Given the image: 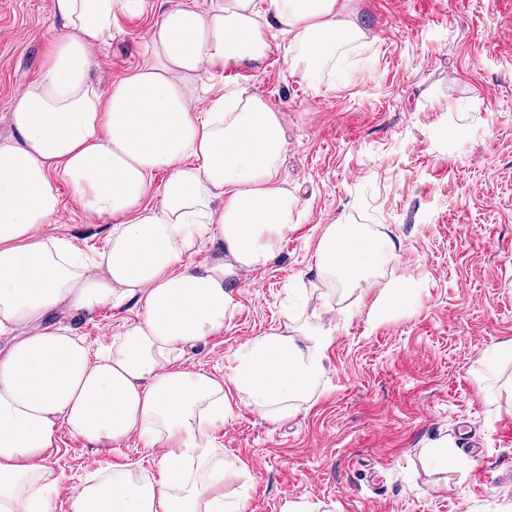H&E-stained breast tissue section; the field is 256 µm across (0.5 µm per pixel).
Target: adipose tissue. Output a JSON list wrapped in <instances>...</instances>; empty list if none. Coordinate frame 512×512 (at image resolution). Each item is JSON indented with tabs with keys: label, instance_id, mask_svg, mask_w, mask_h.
<instances>
[{
	"label": "adipose tissue",
	"instance_id": "ef3b65f1",
	"mask_svg": "<svg viewBox=\"0 0 512 512\" xmlns=\"http://www.w3.org/2000/svg\"><path fill=\"white\" fill-rule=\"evenodd\" d=\"M147 0H54L65 30L42 72L15 100L13 137L0 142V512H54L58 481L44 464L60 427L94 448L138 434L161 449V478L128 467L93 472L69 512H241L226 500V468L209 431L223 423L224 383L178 368L186 350L224 328L229 283L265 267L295 227L296 199L283 188L281 117L262 98L217 94L197 107L198 74L261 61L268 16L291 37L298 62L321 71L358 26L344 0H178L151 34L153 57L100 93L93 51L119 12ZM169 178L158 205L143 200L157 171ZM67 183L82 209L112 218L106 249L85 262L44 234ZM220 250L183 264L199 238ZM375 241L330 225L320 272L359 280ZM135 301L143 313L91 350L52 317L91 314ZM331 332L299 345L287 328L253 337L234 355L231 377L265 417L278 420L325 372Z\"/></svg>",
	"mask_w": 512,
	"mask_h": 512
}]
</instances>
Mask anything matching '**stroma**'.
<instances>
[{
    "mask_svg": "<svg viewBox=\"0 0 512 512\" xmlns=\"http://www.w3.org/2000/svg\"><path fill=\"white\" fill-rule=\"evenodd\" d=\"M122 14L95 53L100 92L148 62L172 0ZM361 30L316 76L270 18L257 65L201 71L197 84L261 97L282 117L279 179L300 223L267 267L242 275L222 333L186 368L224 380L229 411L214 432L243 512H512V0H350ZM64 29L53 0H0V140L22 89ZM46 225L87 257L113 222L88 216L69 185ZM373 236L376 267L352 286L319 275L326 228ZM401 288L398 302L389 291ZM329 310L335 330L320 384L287 419L263 416L229 378L235 351L278 326L301 336ZM141 307L71 318L90 347L109 343ZM447 449L463 467L432 462ZM55 512L72 488L121 464L157 474L137 437L95 451L68 429L47 460Z\"/></svg>",
    "mask_w": 512,
    "mask_h": 512,
    "instance_id": "stroma-1",
    "label": "stroma"
}]
</instances>
